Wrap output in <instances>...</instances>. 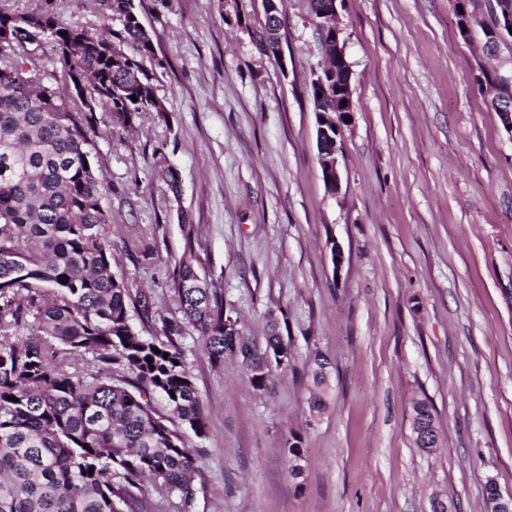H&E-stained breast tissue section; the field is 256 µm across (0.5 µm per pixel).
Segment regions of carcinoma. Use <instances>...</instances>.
<instances>
[{
  "label": "carcinoma",
  "mask_w": 512,
  "mask_h": 512,
  "mask_svg": "<svg viewBox=\"0 0 512 512\" xmlns=\"http://www.w3.org/2000/svg\"><path fill=\"white\" fill-rule=\"evenodd\" d=\"M112 19L118 25L106 36L49 11H0V25L19 32L0 54V512H151L146 479L171 497L174 512H193L195 459L175 423L153 407L157 394L181 423L205 434L185 327L198 331L214 365L236 358L259 390L271 377L269 362L288 351L272 310L265 352L252 350L223 289L200 276L187 222L172 278L181 317L163 321L159 336L135 330L133 315L151 319L152 303L112 272L105 229L112 213L104 205L111 185L94 166L93 120L110 112L128 128L142 112L165 110L155 92L153 41L131 0H113ZM31 20L49 27L64 82L81 75L88 100L49 82L38 47L20 34ZM280 28L266 18L273 51ZM156 164L178 193L165 156ZM10 330L26 337L12 340ZM66 354L92 355L97 371L66 369ZM327 365L322 355L313 360L316 410L325 406ZM118 369L127 376L116 382ZM300 444L295 437L288 446L294 479L303 474Z\"/></svg>",
  "instance_id": "cac0c4a2"
}]
</instances>
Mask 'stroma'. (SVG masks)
<instances>
[{"mask_svg": "<svg viewBox=\"0 0 512 512\" xmlns=\"http://www.w3.org/2000/svg\"><path fill=\"white\" fill-rule=\"evenodd\" d=\"M457 0H344L353 112L341 188L325 186L310 92L324 65L309 0H283L284 60L262 41L263 0H136L154 42L166 114L133 128L95 115L96 167L113 272L152 296L159 334L197 230L198 270L224 291L256 349L283 313L290 361L257 390L233 361L184 343L208 418L182 427L197 470L194 512H485L494 480L512 493V134L486 75L512 72V38L463 40ZM107 32L105 0H0ZM180 178L171 192L155 161ZM344 252L335 269L331 247ZM333 363L311 409V359ZM439 433L419 448L412 405ZM299 437L303 475L289 473Z\"/></svg>", "mask_w": 512, "mask_h": 512, "instance_id": "obj_1", "label": "stroma"}]
</instances>
